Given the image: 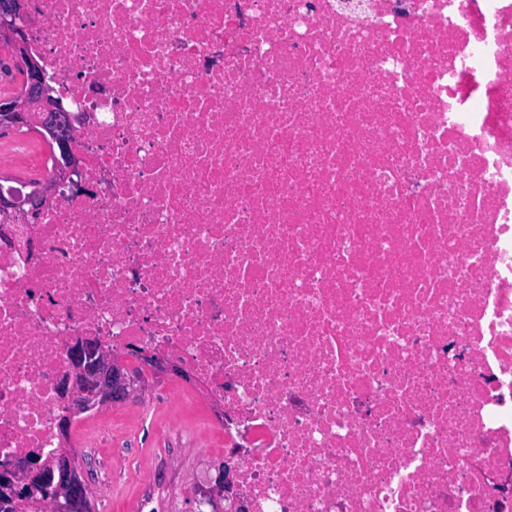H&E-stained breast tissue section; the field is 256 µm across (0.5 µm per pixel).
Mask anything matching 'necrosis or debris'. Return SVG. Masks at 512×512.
<instances>
[{"instance_id":"1","label":"necrosis or debris","mask_w":512,"mask_h":512,"mask_svg":"<svg viewBox=\"0 0 512 512\" xmlns=\"http://www.w3.org/2000/svg\"><path fill=\"white\" fill-rule=\"evenodd\" d=\"M86 192L0 225V467L73 337L190 372L224 512H512V0H22Z\"/></svg>"}]
</instances>
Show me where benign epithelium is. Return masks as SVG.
Returning <instances> with one entry per match:
<instances>
[{"label":"benign epithelium","instance_id":"7a95c632","mask_svg":"<svg viewBox=\"0 0 512 512\" xmlns=\"http://www.w3.org/2000/svg\"><path fill=\"white\" fill-rule=\"evenodd\" d=\"M0 43L8 45L23 68L20 92L0 99V127H37V133L50 146L54 157V170L30 193L25 196L0 193L1 214L28 216L39 210L42 198L58 185L67 182L75 190L83 186L82 168L68 139V132L81 121V116L61 107L53 95V88L46 83L39 61L30 55L18 0H0ZM132 354L153 364L158 373L187 375L181 367L150 351L134 348ZM69 363L72 376L60 385L64 403L60 433L64 439L78 416L98 406L126 400L137 392L139 383L135 371L127 368L126 362L112 357L110 350L81 337L71 340ZM235 474L233 460H225L217 484L220 492L227 495L232 491ZM46 481L51 483L49 496L34 501L39 512L45 508L52 512H95L81 468L74 454L67 449L59 452L48 468L35 458H27L0 474V490L4 493L0 507L11 506L15 499L36 491V487Z\"/></svg>","mask_w":512,"mask_h":512}]
</instances>
